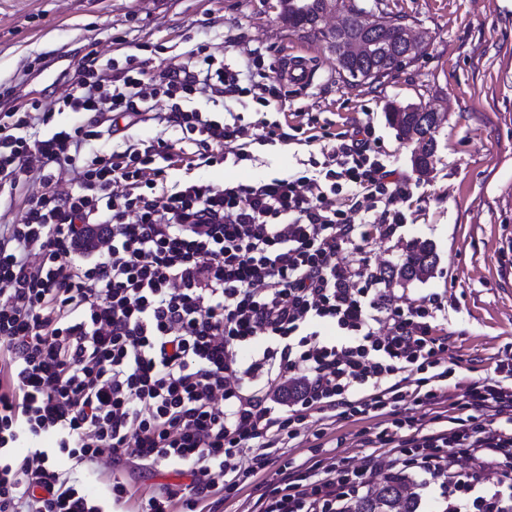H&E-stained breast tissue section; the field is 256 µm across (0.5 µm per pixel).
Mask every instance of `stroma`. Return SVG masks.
<instances>
[{"label": "stroma", "instance_id": "1", "mask_svg": "<svg viewBox=\"0 0 512 512\" xmlns=\"http://www.w3.org/2000/svg\"><path fill=\"white\" fill-rule=\"evenodd\" d=\"M358 2L380 15L404 16L406 24L426 31L425 49L390 76L352 82L339 75L323 39L303 36L282 21L275 0H0V86L13 90L0 96V110L53 101L88 58L120 69L135 55L150 60L157 76L186 63L200 46L236 70L250 58L264 71L292 55L306 58L314 81L287 88L282 110L262 107L248 95L225 98L220 106L197 96L188 105L214 111L228 123L240 117L292 126L305 118L325 141L254 142L250 160L197 174L218 185L284 175L320 158L334 134L370 123L375 150L388 169L410 180L412 198L396 204L406 224L392 238L370 243L369 257L397 265L414 243L433 245L438 262L429 278L393 280L389 288L400 303L441 295L453 404L512 350V0ZM392 103L445 109L438 160L428 174L413 168L410 147L388 124ZM377 426L374 419H340L325 430L313 417L309 428L323 430V437L285 448L283 456L304 460L316 444L324 463L343 457L357 463L370 454ZM57 467L95 496L104 492L110 474L129 479L142 497L162 484L181 491L190 482L164 470L134 472L109 462L98 474L64 457Z\"/></svg>", "mask_w": 512, "mask_h": 512}]
</instances>
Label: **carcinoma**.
<instances>
[{"label": "carcinoma", "mask_w": 512, "mask_h": 512, "mask_svg": "<svg viewBox=\"0 0 512 512\" xmlns=\"http://www.w3.org/2000/svg\"><path fill=\"white\" fill-rule=\"evenodd\" d=\"M312 0H299L288 10V25L298 31L314 30L311 26ZM394 57L392 43L384 37H376L368 49L360 56L349 61L359 69L374 70L370 75L378 79L386 75V70ZM423 105H414V111L406 112L399 107H391L387 119L398 137L408 136L410 130L420 131V122L426 119L422 113ZM437 263V255L433 246L421 242L406 254L404 262L396 269L389 270V277L397 278L404 283L422 281L433 273ZM421 497L417 492V484L411 476L397 472L387 477L379 487L372 489L348 501L344 512H420Z\"/></svg>", "instance_id": "cac0c4a2"}]
</instances>
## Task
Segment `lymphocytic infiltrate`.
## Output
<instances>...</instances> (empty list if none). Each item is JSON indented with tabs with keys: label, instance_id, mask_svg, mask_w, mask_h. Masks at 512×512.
<instances>
[{
	"label": "lymphocytic infiltrate",
	"instance_id": "obj_1",
	"mask_svg": "<svg viewBox=\"0 0 512 512\" xmlns=\"http://www.w3.org/2000/svg\"><path fill=\"white\" fill-rule=\"evenodd\" d=\"M127 63L119 73L81 65L59 100L80 114L72 125L53 127L51 109L0 113V183L27 191L20 219L0 223V512H104L56 470L60 456L190 475L188 494L163 487L141 512H207L208 499L272 466L279 480L259 512H342L370 477L398 465L448 494L458 484L449 457L478 459L474 500L449 501L451 512L474 503L505 512L512 356L468 387L458 414H435L438 430L415 435L404 414L447 399L453 371L437 294L397 304L363 255L405 223L392 204L410 195L373 148L370 125L311 168L218 186L197 169L246 160L251 128L183 100L243 94L238 72L213 68L201 47L157 80L148 60ZM161 96L168 109L153 112ZM147 113L181 140L100 146ZM39 124L52 133L34 134ZM188 144L192 174L169 183ZM352 211L363 221L351 223ZM348 249L356 263L343 260ZM314 414L387 415L393 429L357 466L276 465ZM46 435L54 446H35ZM20 442L28 449L17 457ZM385 447L404 462L384 459Z\"/></svg>",
	"mask_w": 512,
	"mask_h": 512
}]
</instances>
